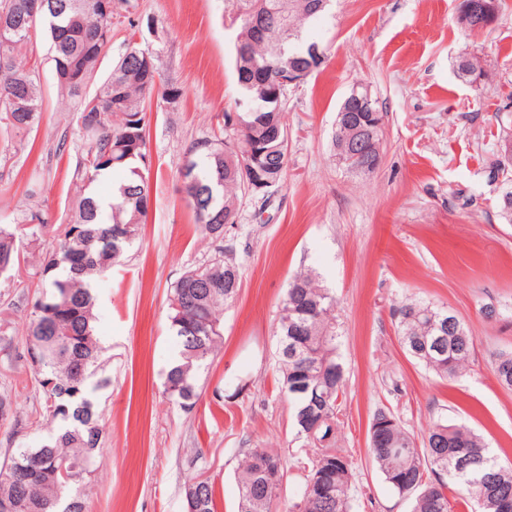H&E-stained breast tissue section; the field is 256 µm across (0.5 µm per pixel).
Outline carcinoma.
Returning a JSON list of instances; mask_svg holds the SVG:
<instances>
[{"label": "carcinoma", "instance_id": "1", "mask_svg": "<svg viewBox=\"0 0 512 512\" xmlns=\"http://www.w3.org/2000/svg\"><path fill=\"white\" fill-rule=\"evenodd\" d=\"M29 0H0V125L8 133L33 128L42 109L40 88L21 65L31 33L46 30L52 43L59 93L78 98L76 112L83 149L77 173L84 187L124 171L112 194L81 193L69 223L53 233L56 247L42 260L44 291L31 300L23 358L33 370L42 392L44 410L57 427L36 448H25L0 465V512H84L81 494L73 487L91 473L103 452L102 427L94 393L103 381L102 350L95 338L97 278L118 264L139 237L149 199L150 160L146 151V100L157 96L174 109L181 88L161 81L149 47L129 43L113 64L95 95L80 97L97 73L103 50L112 39V20L98 9V0H48L36 22L29 20ZM321 0H232L226 21L236 32L235 67L239 86L233 137L215 135L194 142L188 155L194 179L182 183L197 225L218 244L210 263L185 271L170 288L171 327L178 344L175 362L165 373L164 391L181 408L197 404L198 369L222 340L224 306L232 303L241 286V267L224 254L221 242L236 224L235 202L250 179L248 157L263 167L267 187L252 195H267L279 185L288 164V149L276 133L288 129L287 98L263 95L255 82L274 80L290 69L307 65L305 37L328 6ZM479 4L477 21L491 24V7L500 0H463ZM264 15L268 32L258 37L249 17ZM293 27L282 36L281 19ZM459 80L475 84L482 70L478 61L461 53L455 63ZM373 112H354L353 131L336 120L332 148L336 163L359 172L361 161L344 154L342 142L350 136L366 144L368 154H382V138L371 139L373 122L381 121L377 99ZM494 176H503L496 202L497 216L512 224V125L500 127ZM36 241L49 230L39 212L24 218ZM19 226L0 225V274L19 265L16 248ZM41 302L54 303L50 317L35 312ZM336 302L310 270L288 282L279 316L276 357L282 385L293 405L294 423L312 452L296 458L306 471L299 496L289 512H351L348 495L352 458L337 449L338 430L344 424V370L338 361ZM397 332L406 352L442 378L456 377L468 367L472 336L468 327L447 309L424 302H406L394 310ZM454 324H449V321ZM368 453L389 487L411 501V512H512V468L491 455L483 437L463 424L438 420L422 446L389 408L380 407L369 426ZM284 479L282 455L254 448L240 474L239 512H269L278 487L271 486L262 463ZM184 493L203 503V512H217L215 483L192 477Z\"/></svg>", "mask_w": 512, "mask_h": 512}]
</instances>
